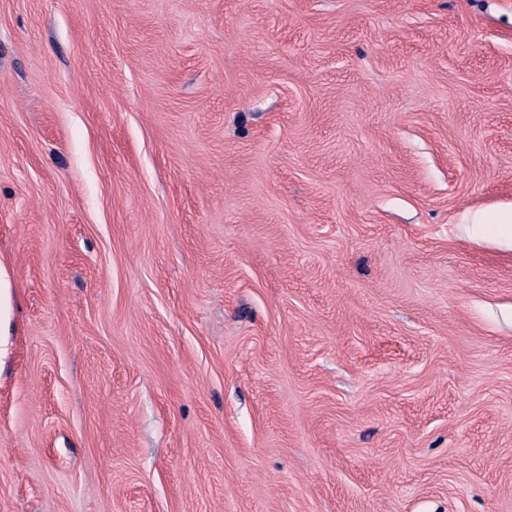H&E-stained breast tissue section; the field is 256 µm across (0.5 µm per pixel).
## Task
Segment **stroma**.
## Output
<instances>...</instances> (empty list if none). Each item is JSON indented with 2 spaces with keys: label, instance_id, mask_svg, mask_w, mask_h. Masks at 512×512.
Returning <instances> with one entry per match:
<instances>
[{
  "label": "stroma",
  "instance_id": "obj_1",
  "mask_svg": "<svg viewBox=\"0 0 512 512\" xmlns=\"http://www.w3.org/2000/svg\"><path fill=\"white\" fill-rule=\"evenodd\" d=\"M512 0H0V512H512Z\"/></svg>",
  "mask_w": 512,
  "mask_h": 512
}]
</instances>
